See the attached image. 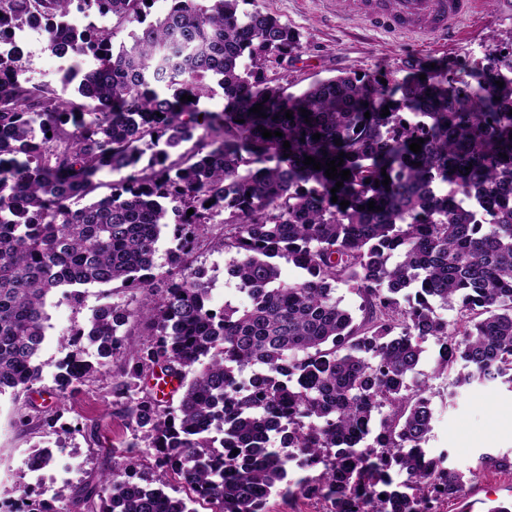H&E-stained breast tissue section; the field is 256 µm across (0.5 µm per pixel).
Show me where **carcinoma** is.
Here are the masks:
<instances>
[{"instance_id":"carcinoma-1","label":"carcinoma","mask_w":512,"mask_h":512,"mask_svg":"<svg viewBox=\"0 0 512 512\" xmlns=\"http://www.w3.org/2000/svg\"><path fill=\"white\" fill-rule=\"evenodd\" d=\"M240 2L169 0L154 17L147 0H80L85 16L130 26L115 47L94 23L63 21L74 0H0V394L42 381L51 294L110 285L125 300L62 337L55 390L113 369L114 405L153 463L145 476L138 458L114 463L82 498L57 495V512H194L165 491L174 475L211 512H268L273 494L324 512H440L477 472L425 448L429 381L458 366L456 387L512 388V31L462 76L353 73L293 95L264 71L301 49L299 33ZM34 23L43 49L73 61L60 82L79 80L77 98L24 77ZM214 80L224 110L201 111ZM341 152L345 181L325 174ZM104 171L120 175L110 194L82 203ZM203 250L235 254L226 271L247 306L211 304ZM158 372L179 381L177 401L149 386ZM480 463L512 473V453ZM292 464L320 472L292 482Z\"/></svg>"}]
</instances>
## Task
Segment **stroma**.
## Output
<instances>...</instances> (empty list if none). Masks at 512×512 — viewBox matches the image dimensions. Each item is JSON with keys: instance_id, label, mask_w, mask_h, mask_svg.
<instances>
[{"instance_id": "obj_1", "label": "stroma", "mask_w": 512, "mask_h": 512, "mask_svg": "<svg viewBox=\"0 0 512 512\" xmlns=\"http://www.w3.org/2000/svg\"><path fill=\"white\" fill-rule=\"evenodd\" d=\"M287 23L300 35L301 50L285 62H271L265 77L272 86L298 94L312 83L342 73H392L402 79L436 65L460 74L489 50L500 47L512 30V0H485L479 13L462 21L452 36L400 35L369 27L342 13L336 0H248ZM227 254L205 252L198 263L211 279L212 302L248 303L234 282L225 279ZM77 306L50 303L49 327L40 351L42 380L34 391L0 395V503H18V485L28 486L36 500L62 493L73 497L95 483L113 463L106 450L125 449L133 440L118 407L113 404L112 375H98L68 398L52 395L57 363L67 355L63 333L85 323L92 311L112 302L108 285L85 286ZM446 379L434 380L431 453L447 452L448 467L464 472L478 468L482 453L512 450V391L504 384H472L441 399ZM32 419L29 427L16 422L18 412ZM52 449L50 466L34 472L27 460L34 449Z\"/></svg>"}]
</instances>
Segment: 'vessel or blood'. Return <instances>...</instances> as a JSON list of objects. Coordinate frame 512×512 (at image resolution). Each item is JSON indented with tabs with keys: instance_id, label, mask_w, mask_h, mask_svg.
Listing matches in <instances>:
<instances>
[{
	"instance_id": "b4317fda",
	"label": "vessel or blood",
	"mask_w": 512,
	"mask_h": 512,
	"mask_svg": "<svg viewBox=\"0 0 512 512\" xmlns=\"http://www.w3.org/2000/svg\"><path fill=\"white\" fill-rule=\"evenodd\" d=\"M351 15L399 34L428 31L450 35L477 9V0H347Z\"/></svg>"
}]
</instances>
